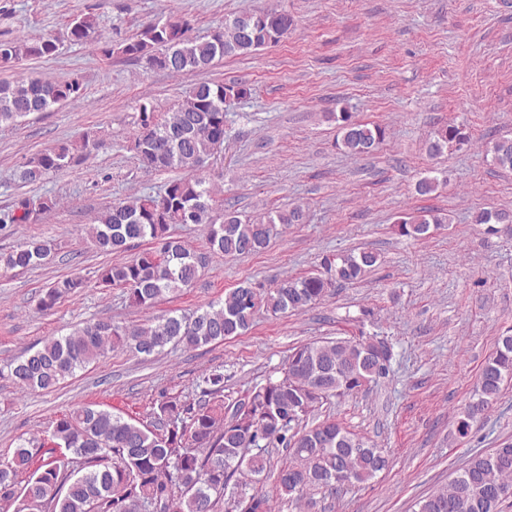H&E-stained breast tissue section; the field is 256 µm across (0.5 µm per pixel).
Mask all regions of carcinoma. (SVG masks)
<instances>
[{"mask_svg": "<svg viewBox=\"0 0 512 512\" xmlns=\"http://www.w3.org/2000/svg\"><path fill=\"white\" fill-rule=\"evenodd\" d=\"M292 20L287 13L241 11L216 27L205 40L188 35L185 19L154 22L136 37L118 44L99 36L101 53L143 60L152 68L190 78L224 58L253 55L278 43ZM91 16L75 18L67 32L75 44L96 32ZM56 39L35 42L0 39V67L10 68L27 58L52 55ZM247 89L238 83L198 82L177 107L158 112L141 106L133 150L147 169H180L185 176L169 181L155 195L112 204L94 217L86 229L90 242L102 253L128 252L122 262L97 270V283L124 290L130 306L148 308L167 295L190 288L208 266L209 257L187 249L173 235L177 224H202L213 253L226 258L248 255L265 247L277 234L276 225L294 224L303 216L296 206L287 213L262 218H240L236 212L216 211L221 190L203 175L206 162L224 144V103L241 99ZM84 95L77 77L60 82L43 78L0 82V128L16 127L22 119ZM344 151L360 158L385 139L386 129L352 120L340 113ZM469 139L455 124L439 128L428 151L437 155ZM100 145L85 136L80 145H61L34 153L18 165L23 184L40 182L87 160ZM495 165L512 170V144L496 140ZM53 201L27 197L0 216V225L22 224L50 208ZM477 224L512 227V215L481 211ZM444 223L433 210H421L397 221L401 235L420 238ZM151 246L139 249L140 242ZM52 253L41 240L20 243L0 253V268L26 270ZM375 253L325 256L322 271L287 279L266 288L240 283L224 300L192 313L171 311L151 324L124 325L110 320L89 321L71 333L45 340L41 347L0 369L21 388L52 392L76 371L108 358L114 352L158 355L165 348L196 349L239 336L265 313L277 316L299 312L320 301L332 283L362 278L377 263ZM86 288L80 277H63L41 293L38 307L51 310L64 297ZM394 345L377 335L314 341L296 347L281 376L244 391L224 394V368L196 378L195 398L163 397L154 405L147 425L119 413L91 405L77 406L47 426V438L38 444L50 453L39 460L21 443L12 459L0 463V501L22 504L19 512H274L273 497L257 487L271 473V448L288 451V461L274 474L276 494L300 500L311 490H338L367 482L389 466L383 449L347 431L334 419L307 427L303 421L328 398L358 392L387 376ZM512 381V334L498 337L495 352L477 377L472 400L456 415L455 436L466 438L477 417L497 399L502 386ZM62 447L79 459L80 470L55 456ZM26 475L23 486L17 477ZM512 497V444L508 443L467 461L448 487L417 503V512H500Z\"/></svg>", "mask_w": 512, "mask_h": 512, "instance_id": "1", "label": "carcinoma"}]
</instances>
